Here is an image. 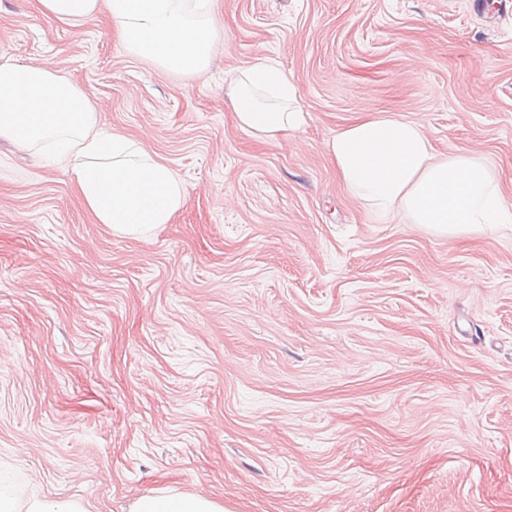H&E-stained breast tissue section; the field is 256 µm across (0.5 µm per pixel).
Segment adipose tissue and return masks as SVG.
<instances>
[{
	"mask_svg": "<svg viewBox=\"0 0 512 512\" xmlns=\"http://www.w3.org/2000/svg\"><path fill=\"white\" fill-rule=\"evenodd\" d=\"M216 0H36L46 18L81 34L107 13L131 56L159 70L191 76L207 69L222 24ZM235 125L270 142L287 140L306 114L292 77L255 55L224 80ZM0 138L40 152L69 174L95 223L144 236L170 223L187 189L143 141L104 127L85 92L48 64L0 63ZM349 193L381 216L403 215L442 235L459 236L512 224V203L493 172L461 150L437 156L422 125L394 114L367 115L326 144ZM0 512H89L81 498L48 502L0 491ZM129 512H225L202 493L164 488L136 498Z\"/></svg>",
	"mask_w": 512,
	"mask_h": 512,
	"instance_id": "obj_1",
	"label": "adipose tissue"
}]
</instances>
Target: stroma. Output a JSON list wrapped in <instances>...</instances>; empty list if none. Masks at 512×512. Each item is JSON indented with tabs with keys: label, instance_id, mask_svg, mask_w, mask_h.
<instances>
[{
	"label": "stroma",
	"instance_id": "stroma-1",
	"mask_svg": "<svg viewBox=\"0 0 512 512\" xmlns=\"http://www.w3.org/2000/svg\"><path fill=\"white\" fill-rule=\"evenodd\" d=\"M203 73L0 0V62L48 63L177 172L148 238L0 139V461L14 490L128 512L173 487L226 512H512V230L441 236L353 199L325 143L420 122L512 201L499 0H222ZM262 53L309 117L277 144L224 74Z\"/></svg>",
	"mask_w": 512,
	"mask_h": 512
}]
</instances>
